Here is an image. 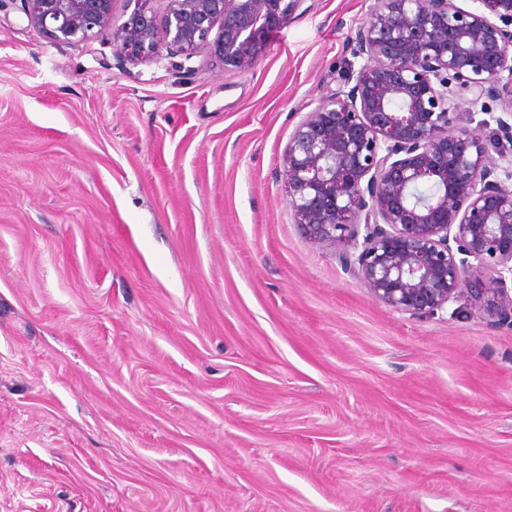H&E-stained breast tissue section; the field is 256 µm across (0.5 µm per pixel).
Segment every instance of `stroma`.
<instances>
[{
  "label": "stroma",
  "mask_w": 512,
  "mask_h": 512,
  "mask_svg": "<svg viewBox=\"0 0 512 512\" xmlns=\"http://www.w3.org/2000/svg\"><path fill=\"white\" fill-rule=\"evenodd\" d=\"M374 4L244 75L0 8V512H512V326L376 301L284 194Z\"/></svg>",
  "instance_id": "obj_1"
}]
</instances>
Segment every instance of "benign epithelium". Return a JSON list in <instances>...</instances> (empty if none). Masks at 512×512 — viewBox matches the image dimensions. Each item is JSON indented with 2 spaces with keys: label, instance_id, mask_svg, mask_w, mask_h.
Masks as SVG:
<instances>
[{
  "label": "benign epithelium",
  "instance_id": "benign-epithelium-1",
  "mask_svg": "<svg viewBox=\"0 0 512 512\" xmlns=\"http://www.w3.org/2000/svg\"><path fill=\"white\" fill-rule=\"evenodd\" d=\"M56 42L87 39L112 0H20ZM109 43L131 64L204 53L247 73L301 0H126ZM376 0L352 41L366 59L323 96L285 151L284 190L311 242L342 249L372 297L417 318L464 302L512 324V186L457 122L452 88L512 107V0ZM218 36L210 38L214 27Z\"/></svg>",
  "mask_w": 512,
  "mask_h": 512
}]
</instances>
